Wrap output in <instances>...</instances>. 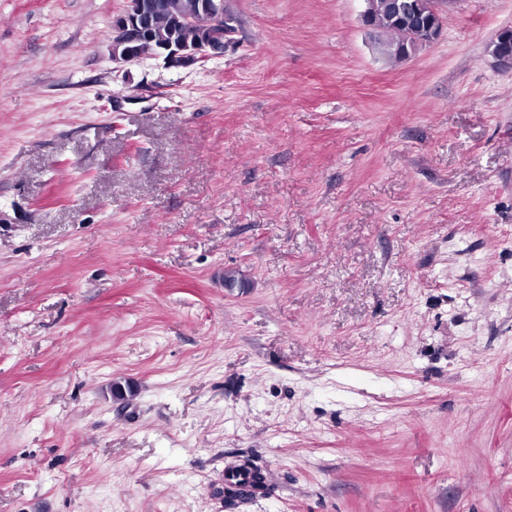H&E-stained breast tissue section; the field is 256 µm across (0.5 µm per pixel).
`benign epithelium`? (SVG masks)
<instances>
[{"label":"benign epithelium","mask_w":512,"mask_h":512,"mask_svg":"<svg viewBox=\"0 0 512 512\" xmlns=\"http://www.w3.org/2000/svg\"><path fill=\"white\" fill-rule=\"evenodd\" d=\"M364 25L380 30L386 22L397 19L408 28L404 44L417 50L437 40L443 29L444 17L440 4L453 0H432L429 10L422 11L417 0H364ZM161 0H125L123 10L112 19V61L122 64L141 59L134 52L136 41L145 34L151 17L164 12ZM201 12L209 18L207 34L191 47L178 43L163 46L160 55L172 66H188L204 62L224 53L226 44L237 31L236 19L224 13V0H202ZM512 27L500 29L492 41L491 55L503 71L512 72Z\"/></svg>","instance_id":"benign-epithelium-1"}]
</instances>
